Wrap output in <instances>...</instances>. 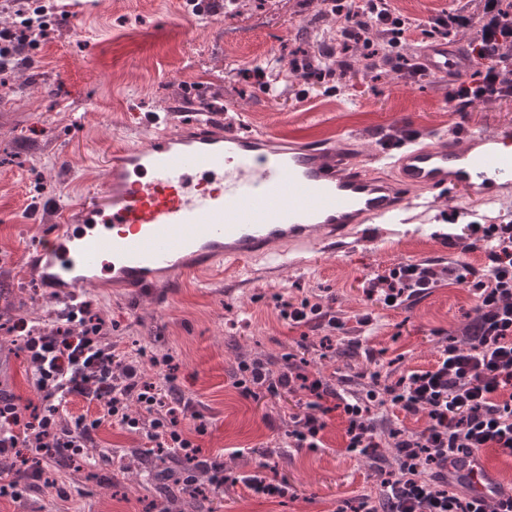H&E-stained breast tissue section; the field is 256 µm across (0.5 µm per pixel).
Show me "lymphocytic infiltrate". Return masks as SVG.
<instances>
[{"mask_svg":"<svg viewBox=\"0 0 512 512\" xmlns=\"http://www.w3.org/2000/svg\"><path fill=\"white\" fill-rule=\"evenodd\" d=\"M481 2L479 12L460 8L428 22L429 35L446 39L461 29L475 32L478 53L487 66L478 72L475 84L457 93L468 105L512 98V56L500 52L503 43L512 42V18L505 0ZM46 26L43 18L28 17L0 29L1 73L14 68L21 47L41 36ZM371 26L386 35L379 55L395 60L400 79L417 82L423 69L400 51L410 23L394 15L387 0L347 8L346 24L336 38L344 46L364 42ZM457 240L463 250L485 252L487 271L480 275L469 266L449 264V276L475 297L476 318L467 341L447 337L430 368L395 373L379 363L360 338L354 346L373 366L372 387L364 392L336 388L331 379L309 376L292 360L277 370L243 360L234 373L233 385L246 399L303 391L284 448L319 451L327 416L339 414L345 423L346 452L373 461L379 480L376 494L360 495L349 504V512H512V495L477 498L452 488L448 480L453 455L485 448L512 454V224H473ZM437 280L431 263H399L368 279L364 295L370 303L399 308L412 304ZM280 316L291 325H316L332 334L344 329L339 318L307 297L284 300ZM12 330L39 401L25 403L0 391V458L18 456L24 463L21 469L0 471V497L18 499L37 487L45 462L93 447L106 422L143 435L147 454L176 461L182 489L199 490L206 499L231 483L223 460L205 456L199 444L206 423L184 426L186 402L174 386L177 366L172 355L147 357L121 350L110 341L107 322L85 301L66 312L64 325L48 329L19 320ZM147 364L155 370L150 379L143 372ZM76 399L95 407V417L72 415ZM388 411L407 418L421 414L427 422L418 432L395 421L377 429L375 414ZM386 438L395 450L396 465L390 470L378 463Z\"/></svg>","mask_w":512,"mask_h":512,"instance_id":"1","label":"lymphocytic infiltrate"}]
</instances>
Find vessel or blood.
<instances>
[{"label":"vessel or blood","mask_w":512,"mask_h":512,"mask_svg":"<svg viewBox=\"0 0 512 512\" xmlns=\"http://www.w3.org/2000/svg\"><path fill=\"white\" fill-rule=\"evenodd\" d=\"M435 77L464 76L470 60L457 44L420 51ZM145 145L114 149L95 199L73 200L31 252L42 277L66 304L101 275L140 292L161 278L202 268L236 270L265 260L290 263L297 248L333 253L359 225L404 220L425 190L463 191L485 203L512 186V131L472 134L464 144L404 140L396 152L349 154L302 141L284 144L263 132L222 130L197 113L188 129L154 115ZM396 170L397 181L381 176ZM450 482L478 496L501 490L479 452L458 455Z\"/></svg>","instance_id":"obj_1"}]
</instances>
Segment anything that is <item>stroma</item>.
<instances>
[{"mask_svg": "<svg viewBox=\"0 0 512 512\" xmlns=\"http://www.w3.org/2000/svg\"><path fill=\"white\" fill-rule=\"evenodd\" d=\"M73 0H58L67 19L52 23L34 47L38 77L17 73L18 93L0 101V389L35 399L24 355L6 327L22 318L61 324L64 306L27 269L26 248L41 241L58 220L55 200L91 195L102 181L114 143L144 142V122L170 113L174 127L188 124L200 101L214 100L224 129L265 132L283 140L321 139L350 143L374 154L405 139L512 128V100L477 101L462 108L452 97L458 83L424 77L406 85L393 72L364 73L351 57L343 82H302L286 77L295 51L316 40L335 44L323 21V0H252L245 12L197 16L188 0H96L82 14ZM463 0H389L391 11L411 22L403 52L418 53L423 25L461 8ZM264 67L276 77L279 96L244 81L242 69ZM512 221V188L481 205L464 195L444 196L418 207L399 224H382L352 239L336 253L303 250L302 263L271 268L249 263L243 274L207 269L174 283L164 281L139 294L104 281L84 289L94 313L110 326L119 347L135 345L172 354L176 385L208 430L204 454L220 456L234 476L273 467L288 483L283 498L255 496L243 485L201 502L194 512H337L343 501L375 492L369 461L343 451L344 423L330 415L325 448L317 453H278L301 393L242 399L233 386L239 361L259 359L276 369L284 353L303 359L310 374L334 375L337 387L360 388L368 363L348 346L373 311L371 347L396 371L426 369L448 334H462L476 305L467 288L449 281V262L484 272V252L465 254L447 234L465 224ZM429 262L438 282L410 307L369 306L365 281L395 264ZM315 295L345 324L344 339L324 330L304 331L279 316L281 298ZM83 472L67 464L47 466L48 485L22 500L0 498V512H161L159 483L146 482L154 457L141 453L139 436L104 424Z\"/></svg>", "mask_w": 512, "mask_h": 512, "instance_id": "35a3bbf8", "label": "stroma"}]
</instances>
